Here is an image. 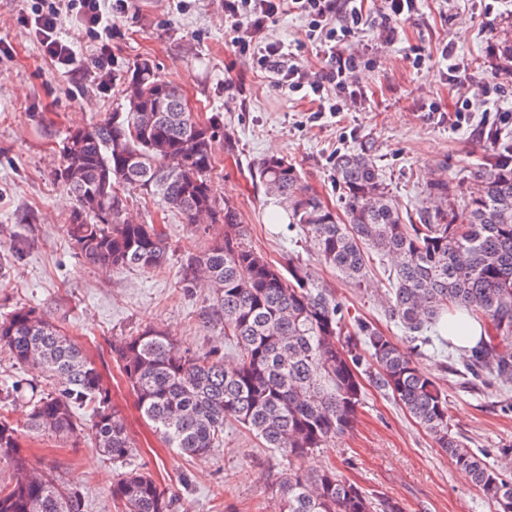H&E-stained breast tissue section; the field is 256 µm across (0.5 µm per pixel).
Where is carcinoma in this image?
Masks as SVG:
<instances>
[{
	"instance_id": "obj_1",
	"label": "carcinoma",
	"mask_w": 512,
	"mask_h": 512,
	"mask_svg": "<svg viewBox=\"0 0 512 512\" xmlns=\"http://www.w3.org/2000/svg\"><path fill=\"white\" fill-rule=\"evenodd\" d=\"M496 72L512 78V33L495 35ZM140 61L122 76L125 105L101 121L71 130L55 178L74 198L65 231L85 263L150 272L167 260L168 245L154 224L125 220V193L137 191L203 229L199 216L224 225V237L201 248L186 265V281L205 270L215 323L237 351L182 350L164 332L146 327L112 346L113 358L141 415L164 443L194 457L224 445V424L236 422L288 461L279 512H403L334 471L309 474L302 461L350 429L365 374L404 409L454 465L467 472L496 512H512V448L497 459L468 447L448 422V396L414 360L416 342L433 345L432 326L448 329V315L486 322L487 333L468 350L467 373L512 386V139L487 133L477 168L478 194L460 196L448 178L430 184L440 200L419 223L405 221L389 196L376 159L363 148L336 156V187L346 221L313 194L282 157L257 162L266 194L279 199L310 239L319 264L362 283L371 253L391 257L388 314L404 331L397 340L372 323L349 317L309 264L288 260L281 269L252 249L234 203L211 179L215 121L201 122L179 87L158 80ZM78 177L70 180L66 171ZM50 380L48 391L20 382L0 392V512H84L73 484L33 471L23 454L24 434L77 438L85 424L74 409L91 408L90 430L102 456L122 472L112 483L120 512H173L176 498L134 459L112 390L81 346L30 306L0 315V353ZM31 390L27 421L10 407Z\"/></svg>"
}]
</instances>
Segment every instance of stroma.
Here are the masks:
<instances>
[{"label":"stroma","instance_id":"35a3bbf8","mask_svg":"<svg viewBox=\"0 0 512 512\" xmlns=\"http://www.w3.org/2000/svg\"><path fill=\"white\" fill-rule=\"evenodd\" d=\"M33 4L0 0V47L8 51L0 58V266L7 268L0 273V314L34 306L88 352L112 389L136 462L172 489L175 512H278L286 460L234 423L224 427L223 447L206 457L167 447L142 417L112 359L116 339L158 325L181 347H215L233 361V346L204 319L212 303L209 289L184 282L187 258L198 252L200 239L221 238L223 225H210L199 237L181 215L132 191L127 212L136 223L161 226L169 245L166 262L148 274L82 264L64 230L74 200L53 177L62 141L72 128L119 109L121 76L137 61L152 60L160 79L182 88L195 115L220 126L211 179L235 204L252 248L282 264L293 257L314 265L351 314L398 338L402 331L385 311L388 259L371 255L358 287L318 265L253 168L269 155L287 159L310 192L338 212L336 156L365 145L393 203L414 220L432 209L426 187L439 176H448L459 191L476 190L486 131L498 124L512 135V124L499 122L500 113L512 111V80L491 68V37L512 19V0H420L410 19L397 22L390 42L380 35L385 0H356L368 22L346 44L362 58L360 93L339 97L340 112L317 122L309 118V99L274 86L232 53L238 21L225 15L224 0H131L115 20L111 78L103 88L97 78L71 77L42 56L19 22ZM264 40L284 46L293 62L310 71L324 64L300 15L273 19ZM447 43L462 65L454 80L440 55ZM460 100L473 110L457 127ZM462 357L442 345L425 348L417 361L447 394L454 431L470 448L497 452L512 445V390L501 391L489 376L467 385ZM22 443L37 470L82 488L84 512H116L111 490L119 469L95 448L91 434L75 440L26 437ZM304 467L335 469L367 492L396 499L403 512H495L428 433L371 386L354 427L314 452Z\"/></svg>","mask_w":512,"mask_h":512}]
</instances>
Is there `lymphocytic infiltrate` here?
<instances>
[{
  "instance_id": "obj_1",
  "label": "lymphocytic infiltrate",
  "mask_w": 512,
  "mask_h": 512,
  "mask_svg": "<svg viewBox=\"0 0 512 512\" xmlns=\"http://www.w3.org/2000/svg\"><path fill=\"white\" fill-rule=\"evenodd\" d=\"M228 16L245 17V28L237 30L230 41L235 53L248 57L257 68L271 75L278 87L289 91H307L318 97V111L336 112V104L322 101L327 87L337 92L356 94L353 75L358 70L357 55L346 51L344 40L364 23L360 9L352 0H224ZM299 14L309 22V35L317 41L325 65L320 72L308 74L288 64L281 46L264 42L263 33L269 20L280 14ZM60 0H36L26 25L33 29L42 54L56 68L74 75L87 74L96 69L99 77H106L112 51L109 44H101L91 62H84L71 41L62 39Z\"/></svg>"
}]
</instances>
